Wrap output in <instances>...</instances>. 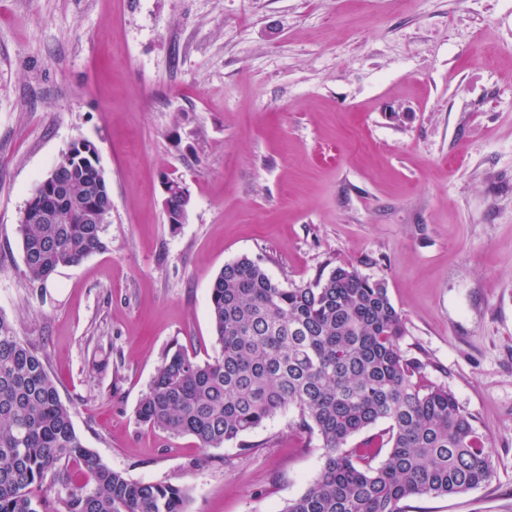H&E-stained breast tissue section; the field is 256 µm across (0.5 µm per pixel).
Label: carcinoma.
Masks as SVG:
<instances>
[{
  "mask_svg": "<svg viewBox=\"0 0 512 512\" xmlns=\"http://www.w3.org/2000/svg\"><path fill=\"white\" fill-rule=\"evenodd\" d=\"M91 160L60 157L56 175L84 208L106 214L110 185ZM105 224H21L24 274L43 289L62 267L107 250ZM218 348L200 362L182 347L165 353L135 420L199 447L242 438L277 411L316 434L317 478L285 512H406L416 497L474 490L493 475L488 438L441 386L414 378L405 327L383 280L339 266L326 278L284 288L253 260L224 265L210 287ZM384 424L386 455L359 452L353 435ZM82 473L81 482L75 478ZM187 491L114 470L85 446L44 359L0 315V512H189Z\"/></svg>",
  "mask_w": 512,
  "mask_h": 512,
  "instance_id": "1",
  "label": "carcinoma"
}]
</instances>
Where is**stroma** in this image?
I'll list each match as a JSON object with an SVG mask.
<instances>
[{
    "label": "stroma",
    "mask_w": 512,
    "mask_h": 512,
    "mask_svg": "<svg viewBox=\"0 0 512 512\" xmlns=\"http://www.w3.org/2000/svg\"><path fill=\"white\" fill-rule=\"evenodd\" d=\"M77 139L110 183L109 248L40 291L18 218ZM241 257L286 288L385 281L420 386L494 464L407 512H512V0H0V314L101 462L189 512H284L323 464L291 409L245 454L135 421L172 344L214 355L209 289Z\"/></svg>",
    "instance_id": "stroma-1"
}]
</instances>
